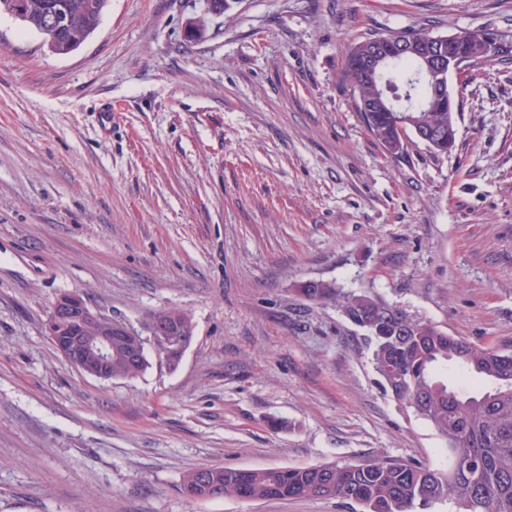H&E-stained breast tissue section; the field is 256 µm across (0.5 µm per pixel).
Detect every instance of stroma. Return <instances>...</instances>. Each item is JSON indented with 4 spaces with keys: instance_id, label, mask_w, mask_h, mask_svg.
Here are the masks:
<instances>
[{
    "instance_id": "stroma-1",
    "label": "stroma",
    "mask_w": 512,
    "mask_h": 512,
    "mask_svg": "<svg viewBox=\"0 0 512 512\" xmlns=\"http://www.w3.org/2000/svg\"><path fill=\"white\" fill-rule=\"evenodd\" d=\"M203 15L109 0L67 55L0 15V512H352L179 486L202 465L446 466L306 281L512 339V63L452 80L445 154L388 155L344 78L364 37L505 31L512 0H237L187 42ZM73 291L144 334V371L102 381L56 351L45 324ZM161 309L193 320L175 370L146 335Z\"/></svg>"
}]
</instances>
